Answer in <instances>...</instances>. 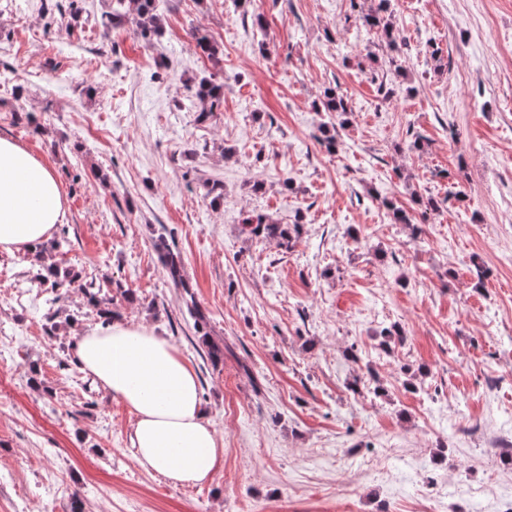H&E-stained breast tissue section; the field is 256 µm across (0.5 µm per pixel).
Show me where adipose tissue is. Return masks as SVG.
<instances>
[{
    "label": "adipose tissue",
    "instance_id": "ef3b65f1",
    "mask_svg": "<svg viewBox=\"0 0 512 512\" xmlns=\"http://www.w3.org/2000/svg\"><path fill=\"white\" fill-rule=\"evenodd\" d=\"M65 216L60 181L25 147L0 137V250H32ZM83 369L131 408L138 461L175 485L212 479L222 455L194 369L167 339L121 321L79 336Z\"/></svg>",
    "mask_w": 512,
    "mask_h": 512
}]
</instances>
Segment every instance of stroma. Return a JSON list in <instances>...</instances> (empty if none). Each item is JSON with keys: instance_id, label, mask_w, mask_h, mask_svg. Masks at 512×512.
Wrapping results in <instances>:
<instances>
[{"instance_id": "obj_1", "label": "stroma", "mask_w": 512, "mask_h": 512, "mask_svg": "<svg viewBox=\"0 0 512 512\" xmlns=\"http://www.w3.org/2000/svg\"><path fill=\"white\" fill-rule=\"evenodd\" d=\"M59 2L0 0V136L59 177L56 263L177 347L224 455L195 485L141 466L134 411L76 356L85 297L48 304L30 252L0 250V512L512 507L486 440L512 439V0H390L393 48L350 0H157L147 39L135 5L111 27L112 0ZM203 78L224 104L202 121ZM329 87L346 116L318 109ZM260 215L298 224L291 249L245 229ZM156 248L161 252L162 264L172 280L175 288H182L183 292L189 296L185 299L191 315L194 317V329L198 335L201 344L207 350V356L214 366L224 363V343L215 341L208 330V319L206 315L197 306L194 295L189 290V285L182 278L183 261L180 253L173 251L166 243L165 237H158L155 243ZM190 302V305H189Z\"/></svg>"}]
</instances>
